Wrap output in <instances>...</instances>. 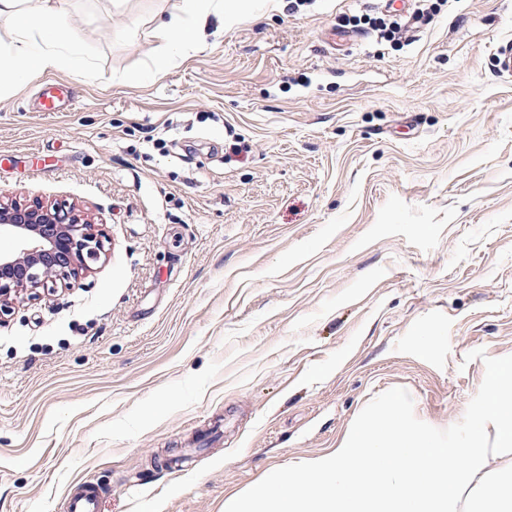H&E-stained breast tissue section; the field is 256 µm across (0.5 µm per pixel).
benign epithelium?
I'll return each instance as SVG.
<instances>
[{"label":"benign epithelium","mask_w":512,"mask_h":512,"mask_svg":"<svg viewBox=\"0 0 512 512\" xmlns=\"http://www.w3.org/2000/svg\"><path fill=\"white\" fill-rule=\"evenodd\" d=\"M0 325L23 299L48 298L93 272L106 255L107 237L76 206L0 201Z\"/></svg>","instance_id":"7a95c632"}]
</instances>
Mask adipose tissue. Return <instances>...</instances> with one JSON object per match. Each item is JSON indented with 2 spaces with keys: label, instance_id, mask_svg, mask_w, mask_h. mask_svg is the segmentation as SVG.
<instances>
[{
  "label": "adipose tissue",
  "instance_id": "1",
  "mask_svg": "<svg viewBox=\"0 0 512 512\" xmlns=\"http://www.w3.org/2000/svg\"><path fill=\"white\" fill-rule=\"evenodd\" d=\"M248 0H183L181 14L157 20L155 35L168 48L200 45L212 18L246 10ZM0 17L11 20L14 37L0 45V87L23 83L63 64L89 65L67 30L62 0H0Z\"/></svg>",
  "mask_w": 512,
  "mask_h": 512
}]
</instances>
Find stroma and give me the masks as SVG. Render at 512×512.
<instances>
[{"label": "stroma", "mask_w": 512, "mask_h": 512, "mask_svg": "<svg viewBox=\"0 0 512 512\" xmlns=\"http://www.w3.org/2000/svg\"><path fill=\"white\" fill-rule=\"evenodd\" d=\"M412 5L387 39L377 0H251L169 54L151 18L183 0H65L94 69L0 90V200L77 205L110 244L0 326V512H66L85 479L103 512H224L393 388L462 420L468 353L512 355V0ZM46 78L72 110L39 111Z\"/></svg>", "instance_id": "1"}]
</instances>
